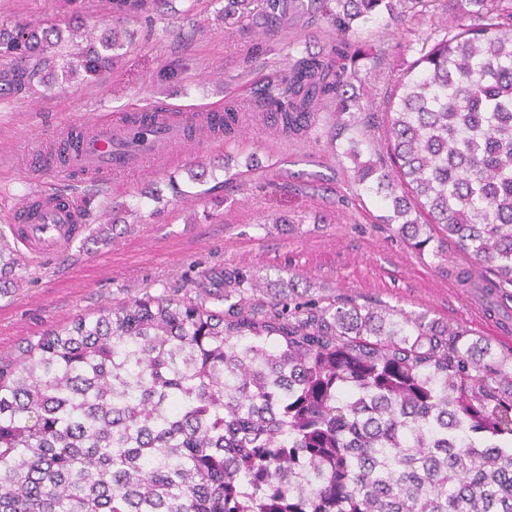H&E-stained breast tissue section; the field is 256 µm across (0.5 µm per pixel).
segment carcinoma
Segmentation results:
<instances>
[{"mask_svg":"<svg viewBox=\"0 0 512 512\" xmlns=\"http://www.w3.org/2000/svg\"><path fill=\"white\" fill-rule=\"evenodd\" d=\"M170 0H108L116 23ZM256 0H224V21ZM332 29L326 53L289 56L288 75L246 105L224 102L196 131L231 140L253 112L286 140L336 112L362 124L353 23L429 0H309ZM420 40L386 97L380 145L344 154L353 182L418 255L465 288H512V0H460ZM296 0H265L276 28ZM476 17L468 24L465 18ZM127 30L82 46L81 26H0V80L17 92L112 69ZM142 201L95 231L126 223ZM199 274L77 315L0 358V512H512V351L388 305L296 301L294 278L263 308L260 279Z\"/></svg>","mask_w":512,"mask_h":512,"instance_id":"obj_1","label":"carcinoma"}]
</instances>
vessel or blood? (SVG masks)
<instances>
[{
	"instance_id": "b4317fda",
	"label": "vessel or blood",
	"mask_w": 512,
	"mask_h": 512,
	"mask_svg": "<svg viewBox=\"0 0 512 512\" xmlns=\"http://www.w3.org/2000/svg\"><path fill=\"white\" fill-rule=\"evenodd\" d=\"M198 120V114L192 112L175 121L162 116L144 142L138 143L135 151L124 154L113 153L112 148L128 142V126L100 116L67 123L54 141L68 147L67 174L97 181L107 175L147 168L164 152L172 156L182 154L191 143L188 129ZM80 213L72 196L39 188L13 210L10 231L15 242L38 260L61 253L84 232Z\"/></svg>"
}]
</instances>
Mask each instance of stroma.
<instances>
[{"label": "stroma", "mask_w": 512, "mask_h": 512, "mask_svg": "<svg viewBox=\"0 0 512 512\" xmlns=\"http://www.w3.org/2000/svg\"><path fill=\"white\" fill-rule=\"evenodd\" d=\"M224 0H200V26L157 15L128 21L134 36L123 57L100 81L70 80L37 91L0 96V228L14 206L36 187L27 167L59 124L85 115L121 117L131 107L175 104L223 106L245 99L256 83L288 70V45L327 51L336 34L318 16L292 19L281 32L218 22ZM457 0H429L422 11L381 17L359 26L352 40L360 57L353 90L365 106L359 139H378L387 92L418 57L419 35L450 24ZM67 23L60 0H0L1 22ZM322 115L309 138L288 141L265 123L246 119L234 142L211 145L198 137L175 167L164 165L97 183H75L59 174L47 186L76 196L88 208V228L105 223L112 207L153 190H166L177 173L187 193L165 209L145 201L141 221L118 224L110 241L78 238L68 251L40 264L13 249L18 265L0 282V355L64 326L75 315L123 302L143 292L183 288L198 272L223 267L266 278L270 287L294 278L312 299L375 307L389 304L486 337L499 351L512 350V301L493 304L467 292L421 258L385 224V202L354 185L348 158H337ZM250 169L237 188L215 189L225 154ZM214 176L189 184L197 165Z\"/></svg>", "instance_id": "1"}]
</instances>
